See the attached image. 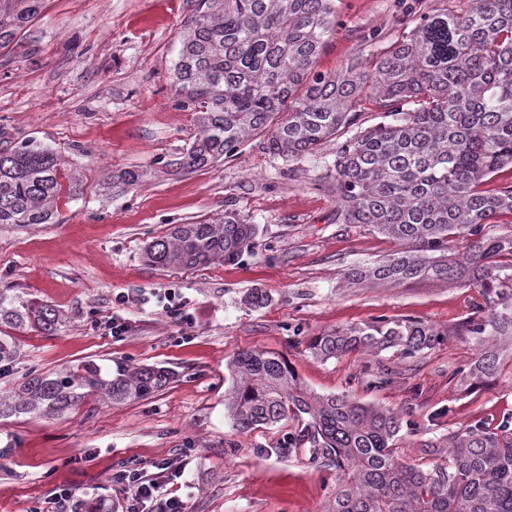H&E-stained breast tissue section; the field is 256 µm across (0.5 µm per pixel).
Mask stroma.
I'll return each instance as SVG.
<instances>
[{
  "label": "stroma",
  "mask_w": 512,
  "mask_h": 512,
  "mask_svg": "<svg viewBox=\"0 0 512 512\" xmlns=\"http://www.w3.org/2000/svg\"><path fill=\"white\" fill-rule=\"evenodd\" d=\"M200 3L47 0L11 51H0V127L14 142L32 136L55 150L78 180L76 193L59 198L54 223L0 229V292L61 314L53 335L17 332L20 353L0 371V389L87 360L173 373L144 400L91 397L72 413L0 419V512H99L102 502L122 512L112 473L158 460L182 469L189 512H326L335 469L310 464L304 451H279L296 422L245 433L227 412V364L246 350L279 353L314 394L400 412L397 445L409 460L436 464L422 442L512 414V349L493 380L470 388L450 381L478 355L458 333L482 301L477 288L352 280L397 246L366 225L338 222L336 141L286 162L257 136L232 157L181 166L199 127L178 103L174 66ZM336 13L316 63L326 75L366 61L371 31L386 41L403 31L400 0H336ZM129 168L145 172L141 185L104 189ZM226 212L256 225L252 251L192 269L147 262L146 242L168 225ZM168 288L181 290L192 325L134 301ZM121 292L133 298L123 312L130 329L115 338L99 323ZM382 318L422 321L441 341L408 359L356 350L325 361L307 348L314 337ZM383 370L390 382L368 388ZM58 486L73 493L67 506L52 499Z\"/></svg>",
  "instance_id": "stroma-1"
}]
</instances>
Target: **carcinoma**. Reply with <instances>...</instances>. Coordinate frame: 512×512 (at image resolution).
Instances as JSON below:
<instances>
[{
    "mask_svg": "<svg viewBox=\"0 0 512 512\" xmlns=\"http://www.w3.org/2000/svg\"><path fill=\"white\" fill-rule=\"evenodd\" d=\"M463 11L414 0V27L378 46L373 68L315 72L336 26L335 0H209L188 28L175 64L176 93L197 114L200 137L185 156L203 168L269 132L266 149L285 161L316 153L339 132V220L373 227L400 246L361 280L463 282L480 289L487 315L462 331L481 347L458 373L475 385L495 377L499 347L512 346V232L487 226L512 216V183L485 189L512 164V0H468ZM45 0H0V49ZM367 101L385 121L356 131ZM62 158L32 139L0 149V228L48 224L62 191ZM257 229L232 212L175 224L145 248L152 266L191 269L237 259ZM464 252L458 253L457 243ZM53 306L0 293V366L15 359L7 330H57ZM419 320H377L316 337L312 355L398 349L412 357L439 342ZM224 401L234 426L251 432L292 419L283 449L309 447V461L336 469L327 512H512V416L477 421L421 447L444 454L426 469L396 446L398 414L346 396L309 392L278 354L245 351L228 364ZM154 366L105 369L81 362L63 374H31L0 392V418L60 415L90 397L114 403L166 388Z\"/></svg>",
    "mask_w": 512,
    "mask_h": 512,
    "instance_id": "obj_1",
    "label": "carcinoma"
}]
</instances>
